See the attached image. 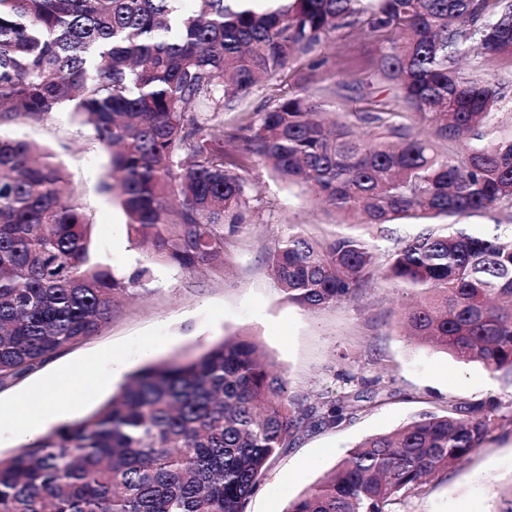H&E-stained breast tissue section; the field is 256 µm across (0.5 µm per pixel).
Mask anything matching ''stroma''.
<instances>
[{
  "instance_id": "1",
  "label": "stroma",
  "mask_w": 512,
  "mask_h": 512,
  "mask_svg": "<svg viewBox=\"0 0 512 512\" xmlns=\"http://www.w3.org/2000/svg\"><path fill=\"white\" fill-rule=\"evenodd\" d=\"M381 44L357 28H343L318 47V71L310 59L255 86L242 109L254 111L289 93L310 90L330 111L346 117L366 111L358 86L372 71ZM8 132L45 146L66 168L75 199L90 226L91 249L114 273L130 275L147 260L129 239L116 195L102 191L108 154L88 134L77 115L54 112L40 121H17ZM249 177L257 202L251 224L230 238L226 267L183 271L153 268L147 289L121 297L112 318L95 335L59 352L27 375L0 385V455L31 442L7 408L20 396L52 382L59 399L42 428L82 419L108 402L127 375L161 360L198 354L223 334L247 333L260 342L268 360L287 381L289 394L308 405L331 401L354 412L335 427H315L292 439L272 463L246 512H285L289 503L320 481L345 453L363 439L392 432L424 410L443 413L449 405L495 396L512 402V384L490 377L481 364L403 336V308L414 301L413 288L374 273L356 298L317 310L285 300L268 258L289 229L330 241L342 234L366 239L380 257L397 240L417 234L412 225L385 231L367 224H340L306 186L281 180L260 162ZM94 367L106 375L90 390L76 372ZM512 487V424L492 431L468 461L436 475L421 493L408 496L401 512H496Z\"/></svg>"
}]
</instances>
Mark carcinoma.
I'll use <instances>...</instances> for the list:
<instances>
[{"label": "carcinoma", "instance_id": "cac0c4a2", "mask_svg": "<svg viewBox=\"0 0 512 512\" xmlns=\"http://www.w3.org/2000/svg\"><path fill=\"white\" fill-rule=\"evenodd\" d=\"M182 2L0 0V125L79 114L110 153L104 189L118 191L129 236L180 270L224 261L251 221L238 141L345 221L420 226L384 265L359 236L318 243L291 229L269 268L304 309L353 298L381 268L426 293L404 312L406 335L512 377V244L458 224H512L509 82L463 68L512 57V0ZM350 26L382 39L366 87L395 107L359 113L358 132L303 91L224 131V110ZM152 278L148 264L126 279L96 262L61 163L0 133L1 384L100 330ZM343 419L288 396L256 340L225 336L138 369L96 413L0 457V512H245L289 439ZM505 420L512 405L496 399L420 412L348 450L286 512H398Z\"/></svg>", "mask_w": 512, "mask_h": 512}]
</instances>
